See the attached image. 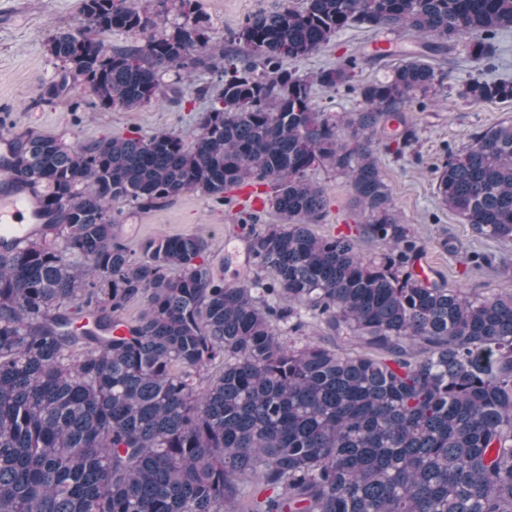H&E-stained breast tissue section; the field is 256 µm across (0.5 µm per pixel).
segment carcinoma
<instances>
[{"instance_id": "obj_1", "label": "carcinoma", "mask_w": 512, "mask_h": 512, "mask_svg": "<svg viewBox=\"0 0 512 512\" xmlns=\"http://www.w3.org/2000/svg\"><path fill=\"white\" fill-rule=\"evenodd\" d=\"M80 13L46 40L49 98L131 110L193 77L209 107L191 141L11 143L12 185L37 192L43 230L0 238V512H512V293L420 274L378 164L416 141L406 111L442 85L429 58L460 47L488 64L512 0H304L247 18L227 52L201 0H82ZM360 25L421 49L358 87L357 110L328 112L314 87L350 82L356 58L294 65ZM116 33L141 44L114 49ZM456 94L512 101V82L477 76ZM390 122L403 130L379 138ZM319 167L347 178L355 233L309 229L326 207L308 179ZM435 172L442 206L512 239V123ZM245 184L272 187L287 223L242 219L254 273L238 284L198 233L149 239L139 257L116 241V204L224 202ZM356 234L382 252L360 255ZM307 315L335 346L295 345Z\"/></svg>"}]
</instances>
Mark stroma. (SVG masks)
Wrapping results in <instances>:
<instances>
[{
	"label": "stroma",
	"instance_id": "obj_1",
	"mask_svg": "<svg viewBox=\"0 0 512 512\" xmlns=\"http://www.w3.org/2000/svg\"><path fill=\"white\" fill-rule=\"evenodd\" d=\"M202 4L212 20L214 38L220 41L249 16L287 4L297 7L301 0H202ZM80 6L81 0H0V134H52L68 144H90L135 131L144 135L167 132L187 141L197 135L208 102L197 97L195 83L187 80L181 84L180 97L169 96L133 111L101 107L83 93L48 98L46 90L56 67L45 51L46 38L50 30L74 26ZM378 40L392 43V57L374 54L372 45ZM417 49L416 36L408 32L350 28L300 62L297 71L309 74L354 55L358 58L355 83L382 80L395 58ZM433 64L443 74L440 92L425 108L408 112L417 141L402 159L380 154L382 174L400 222L409 225L424 246L423 265L440 274L448 287L473 296L512 291V241L477 235L438 203L434 183V169L449 151L466 145L480 129L512 120V101L458 98V86L476 74L474 64L462 52L451 51L435 58ZM310 177L324 186L328 201L324 217L312 226L316 234L328 235L363 223L345 176L318 168ZM246 198L247 191L241 188L230 192L223 203L186 192L146 210L126 206L116 216L117 239L136 252L145 241L161 235L202 232L209 260L222 267L225 283L234 284L252 273L247 242L237 227V214ZM452 244L457 253H449ZM474 251L495 254L499 261L479 270H465L464 258Z\"/></svg>",
	"mask_w": 512,
	"mask_h": 512
}]
</instances>
